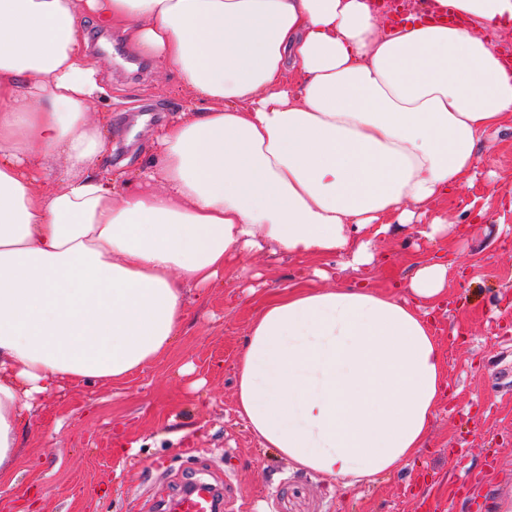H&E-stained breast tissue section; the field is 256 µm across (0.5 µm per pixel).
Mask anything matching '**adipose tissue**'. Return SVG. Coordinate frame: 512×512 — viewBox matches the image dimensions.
Instances as JSON below:
<instances>
[{
	"label": "adipose tissue",
	"instance_id": "obj_1",
	"mask_svg": "<svg viewBox=\"0 0 512 512\" xmlns=\"http://www.w3.org/2000/svg\"><path fill=\"white\" fill-rule=\"evenodd\" d=\"M393 24L371 0H0V483L39 395L118 382L171 347L185 289L271 244L372 264L371 236L431 215L512 116L487 39L512 0H430ZM452 12L455 24L438 15ZM173 67L201 109L158 127L154 161L100 169L112 126L85 21ZM62 159L64 172L50 166ZM448 266L404 294L297 285L266 300L236 411L299 470L349 489L423 449L446 387L428 311Z\"/></svg>",
	"mask_w": 512,
	"mask_h": 512
}]
</instances>
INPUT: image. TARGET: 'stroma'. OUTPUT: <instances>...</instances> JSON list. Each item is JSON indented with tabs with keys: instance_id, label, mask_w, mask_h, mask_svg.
Returning <instances> with one entry per match:
<instances>
[{
	"instance_id": "1",
	"label": "stroma",
	"mask_w": 512,
	"mask_h": 512,
	"mask_svg": "<svg viewBox=\"0 0 512 512\" xmlns=\"http://www.w3.org/2000/svg\"><path fill=\"white\" fill-rule=\"evenodd\" d=\"M85 30L90 45L121 49L91 57L105 93L90 110L112 115L99 166L146 168L153 129L199 104L126 35ZM478 157L472 182L444 200L447 234L431 240L414 224L379 236V262L357 272L341 255L267 248L218 287L186 289L181 334L157 362L121 383H65L43 395L23 429L19 477L0 485V512H171L191 477L223 483L224 512H512V118ZM434 260L450 265L433 313L447 386L422 452L345 489L263 447L236 412L235 364L264 299L316 268L331 272L330 288H390ZM476 477L480 487L458 495Z\"/></svg>"
}]
</instances>
